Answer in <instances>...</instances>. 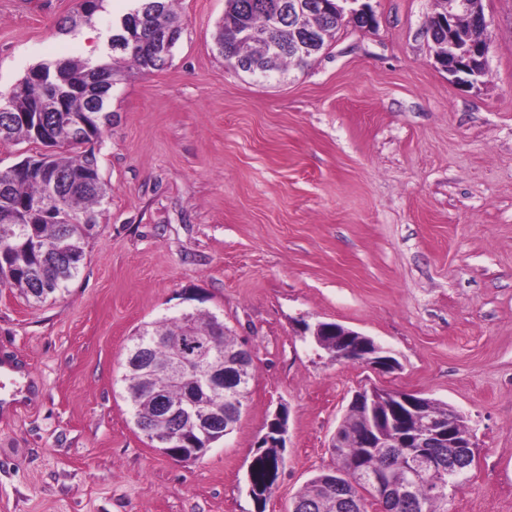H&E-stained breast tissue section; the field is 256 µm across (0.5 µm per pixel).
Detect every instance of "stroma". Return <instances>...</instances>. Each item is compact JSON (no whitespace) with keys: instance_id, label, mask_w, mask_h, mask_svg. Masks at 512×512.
Listing matches in <instances>:
<instances>
[{"instance_id":"stroma-1","label":"stroma","mask_w":512,"mask_h":512,"mask_svg":"<svg viewBox=\"0 0 512 512\" xmlns=\"http://www.w3.org/2000/svg\"><path fill=\"white\" fill-rule=\"evenodd\" d=\"M307 67L258 84L214 46L226 0H176L166 70L125 68L94 144L112 194L79 275L35 304L0 288V353L37 387L0 412V512H288L333 464L356 391L422 394L476 444L448 512H512V0H483L488 74L460 86L434 59L437 0H370ZM76 0H0V90L40 62L100 58L130 0L90 34ZM197 308L254 355L234 430L177 461L134 425L123 362L143 325ZM388 348L395 369L337 362L302 323ZM287 409L265 505L248 467ZM81 1L84 0L78 1L80 3L77 4L74 14L58 27L62 34L76 32L81 26L91 24L95 13L104 8L105 0H89L88 5H84Z\"/></svg>"}]
</instances>
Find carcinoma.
Returning a JSON list of instances; mask_svg holds the SVG:
<instances>
[{"label": "carcinoma", "mask_w": 512, "mask_h": 512, "mask_svg": "<svg viewBox=\"0 0 512 512\" xmlns=\"http://www.w3.org/2000/svg\"><path fill=\"white\" fill-rule=\"evenodd\" d=\"M105 0L78 3L74 14L59 26V32L70 34L92 22L96 12L104 8ZM134 6L120 19L113 36L121 39L122 49L108 40L109 52L103 59L78 56L63 57L51 63L32 67L27 75L10 90L0 92V144L22 141L44 143L25 118L38 115L41 126L55 133L49 143L52 151L31 157L27 166L35 174L0 168V216L13 211L22 217L20 224L0 223V288H15L26 298L43 302L67 290L79 274L85 255V244L96 226L95 208L109 198L112 187L103 181L98 161L86 145L109 129L105 124L90 122L84 137L74 139L56 126L55 117L63 112L89 116L96 106L111 110L112 89L122 68L132 62L141 72L162 71L151 50L155 32L163 31L178 42L182 20L173 10V0H133ZM315 5L307 16L309 26L323 28L332 37L340 24L336 20L334 0H303ZM288 0H226L224 18L215 36L219 54L225 62L235 59L248 63L247 70L255 79L268 82L287 70L300 66L298 55L278 52L273 45L285 39L283 31L274 27ZM254 36L243 38L244 29ZM46 169L61 174L60 209L64 222L43 219L38 204L46 199V185L36 171ZM40 243L35 250L31 241ZM210 333L211 351L207 363L199 367V375L218 368L230 372L228 384L235 389L238 403L255 378L253 357H238V341L226 332L224 323L211 313H197L192 321L181 314L138 330L133 343L148 340V361L156 368L149 369L139 356L125 358L123 381L134 422H148L154 430L172 431L175 450L195 454L194 460L212 444L231 433L240 420L241 411L231 412L212 425L203 435L182 425L167 427L154 421V394L159 393L171 406L183 404L192 394L210 405H222L226 395L201 384L193 392L173 384L161 370L188 347V333ZM389 392L384 391L375 403L374 416L350 414L340 427L344 448H333L338 474L323 471L313 477L295 497L297 512H367L368 499L380 500L384 512H447L448 489L459 486L475 461V449L461 462V469L448 473V449H430L434 475L443 482V492L433 490L430 477L414 474L405 465L403 448H362L358 439L372 424L374 417H387ZM283 457L280 449L265 446L256 450L249 465L248 479L251 497L261 502L267 499L278 478ZM381 476L378 484L374 478Z\"/></svg>", "instance_id": "cac0c4a2"}]
</instances>
